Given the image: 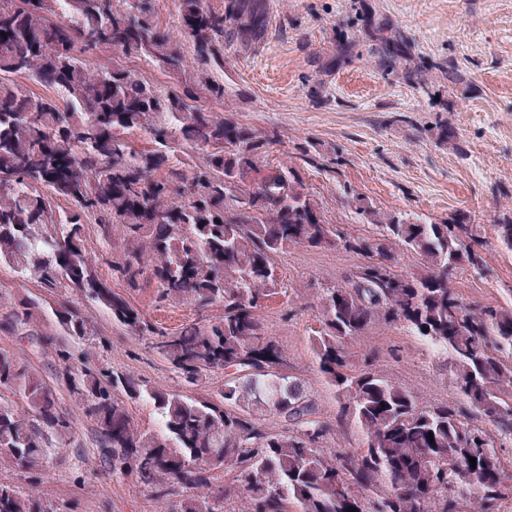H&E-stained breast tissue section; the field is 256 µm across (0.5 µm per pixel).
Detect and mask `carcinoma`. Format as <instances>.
I'll use <instances>...</instances> for the list:
<instances>
[{
    "label": "carcinoma",
    "instance_id": "cac0c4a2",
    "mask_svg": "<svg viewBox=\"0 0 512 512\" xmlns=\"http://www.w3.org/2000/svg\"><path fill=\"white\" fill-rule=\"evenodd\" d=\"M66 2L60 12L57 0H0V265L37 289L0 291V333L32 337L54 367L47 377L0 349V462L29 479L0 481V512H74L33 487L50 461L67 462L68 448L85 452L76 412L92 425L105 471L132 479L157 512H504L512 304L470 305L450 286L482 260L477 227L463 214L400 218L347 192L377 232L341 235L293 166L266 165L275 138L224 113V43L264 37L266 0H225L221 12L178 0V38L154 23L151 0ZM386 25L371 28L379 64L393 70L404 51ZM116 48L186 75L185 87L88 65ZM139 132L150 144L131 143ZM292 247L362 258L323 289L309 335L312 364L336 391L333 422L317 417L264 318L284 292L275 272ZM408 253L420 271L396 270ZM150 286L156 303L192 306L198 317L171 331L148 325L133 293ZM79 299L112 327L148 337L188 389L101 361L107 339ZM379 327L426 342L456 399L427 404L358 363L353 342ZM139 402L159 428L135 420ZM351 426L361 447L325 446Z\"/></svg>",
    "mask_w": 512,
    "mask_h": 512
}]
</instances>
